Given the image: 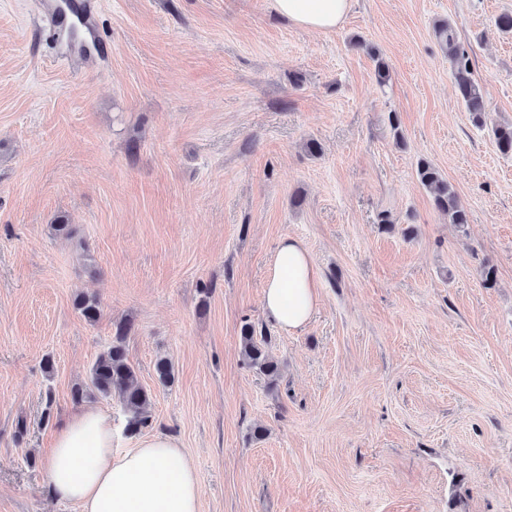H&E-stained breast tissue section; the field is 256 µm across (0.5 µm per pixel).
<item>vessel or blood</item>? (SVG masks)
<instances>
[{
	"label": "vessel or blood",
	"instance_id": "vessel-or-blood-1",
	"mask_svg": "<svg viewBox=\"0 0 512 512\" xmlns=\"http://www.w3.org/2000/svg\"><path fill=\"white\" fill-rule=\"evenodd\" d=\"M42 13L55 40L87 49L100 38L97 0H43Z\"/></svg>",
	"mask_w": 512,
	"mask_h": 512
}]
</instances>
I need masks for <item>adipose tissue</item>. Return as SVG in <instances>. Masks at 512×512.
Here are the masks:
<instances>
[{
    "instance_id": "obj_1",
    "label": "adipose tissue",
    "mask_w": 512,
    "mask_h": 512,
    "mask_svg": "<svg viewBox=\"0 0 512 512\" xmlns=\"http://www.w3.org/2000/svg\"><path fill=\"white\" fill-rule=\"evenodd\" d=\"M270 8L307 30H336L351 0H268ZM319 302L317 269L306 246L284 237L263 291V309L279 328L304 326ZM109 417L90 408L71 417L43 458L51 494L80 512H199L195 467L181 443L168 435L137 439L114 454Z\"/></svg>"
}]
</instances>
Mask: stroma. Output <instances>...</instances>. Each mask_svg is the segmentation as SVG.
Masks as SVG:
<instances>
[{
	"label": "stroma",
	"instance_id": "35a3bbf8",
	"mask_svg": "<svg viewBox=\"0 0 512 512\" xmlns=\"http://www.w3.org/2000/svg\"><path fill=\"white\" fill-rule=\"evenodd\" d=\"M100 2L101 44L68 55L37 0H0V512H80L41 459L82 409L131 447L118 401L88 387L123 324L152 394L142 433L182 443L200 512H512V156L492 136L512 122V33L494 24L512 0H353L327 33L268 0ZM288 235L321 297L291 332L262 308ZM247 323L277 383L244 363ZM439 34L443 37L448 49V56L453 64L454 79L459 96L468 112H471L473 122L483 125L482 115L486 112L483 88L476 78L470 54L462 45L456 34L449 26H441ZM417 176L421 185L432 192L434 205L448 215L450 224L459 227L468 224L469 215L465 205L448 185V182L443 179L436 167L427 161L421 160L417 166Z\"/></svg>",
	"mask_w": 512,
	"mask_h": 512
}]
</instances>
